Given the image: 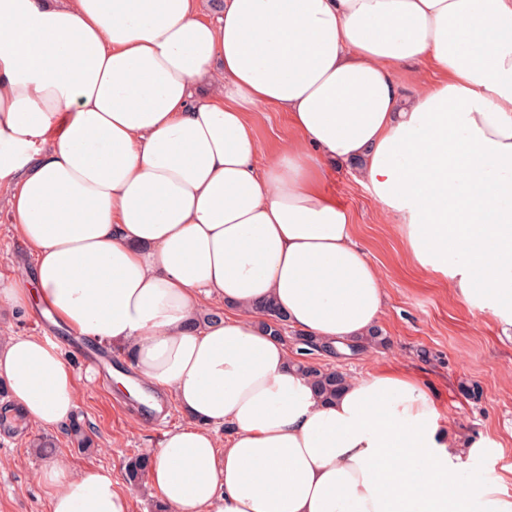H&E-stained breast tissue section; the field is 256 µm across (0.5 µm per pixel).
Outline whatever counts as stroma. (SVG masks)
Here are the masks:
<instances>
[{"instance_id": "stroma-1", "label": "stroma", "mask_w": 512, "mask_h": 512, "mask_svg": "<svg viewBox=\"0 0 512 512\" xmlns=\"http://www.w3.org/2000/svg\"><path fill=\"white\" fill-rule=\"evenodd\" d=\"M251 120L263 164L287 148L292 136L288 115L263 105ZM322 188L349 212L359 244L381 274L387 300L379 326L387 342L369 356L330 360L317 352L309 355V363L350 377L391 365L413 373L436 399L449 434L483 436L496 446L494 456L467 461L466 468L499 477L503 492L512 496V337L502 335L490 310L464 302L441 275L412 260L397 219L384 212L370 186L352 171L342 165L329 168ZM30 260L1 211L0 278L12 277ZM78 374L76 419L91 439L89 451H79L65 427L0 429V512H49L48 497L36 482L45 464L33 450L39 438L50 440L55 456L67 459L76 472H111L116 489L130 497L132 512H152V491L126 482L125 463L156 447L166 430L181 423L180 410L173 405L164 417L150 418L144 407L113 386H101L86 369Z\"/></svg>"}]
</instances>
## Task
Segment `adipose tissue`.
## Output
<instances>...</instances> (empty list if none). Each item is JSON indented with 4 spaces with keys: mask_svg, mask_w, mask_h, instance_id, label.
I'll list each match as a JSON object with an SVG mask.
<instances>
[{
    "mask_svg": "<svg viewBox=\"0 0 512 512\" xmlns=\"http://www.w3.org/2000/svg\"><path fill=\"white\" fill-rule=\"evenodd\" d=\"M410 63L441 77L403 97ZM295 137L259 166L249 115ZM353 166L412 258L512 331V0H0V210L33 255L0 305L119 348L140 404L184 421L148 449L164 512H512L466 475L412 374L320 396L280 337L368 352L386 290L320 182ZM225 314L200 316L210 301ZM25 425L74 414L78 375L45 336L0 340ZM49 512H131L110 472L38 473ZM261 315V325L263 326V328H265L266 330H270L274 336L280 337V335H282L285 342L293 350H296L297 347L300 346L296 342V337L298 336V334L296 333L295 330L291 329L288 326V322H285V316L274 304L269 303L265 305L261 310ZM283 322H285L286 325H284V329L282 330L281 325L283 324Z\"/></svg>",
    "mask_w": 512,
    "mask_h": 512,
    "instance_id": "adipose-tissue-1",
    "label": "adipose tissue"
}]
</instances>
